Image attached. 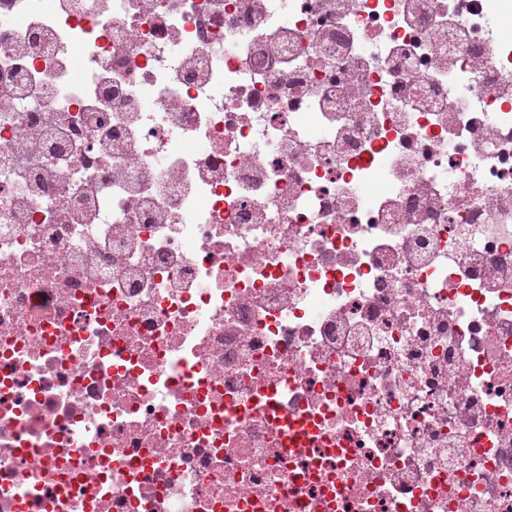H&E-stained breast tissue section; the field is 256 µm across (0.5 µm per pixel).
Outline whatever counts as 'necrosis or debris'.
<instances>
[{
  "label": "necrosis or debris",
  "instance_id": "necrosis-or-debris-1",
  "mask_svg": "<svg viewBox=\"0 0 512 512\" xmlns=\"http://www.w3.org/2000/svg\"><path fill=\"white\" fill-rule=\"evenodd\" d=\"M512 0H0V512H512Z\"/></svg>",
  "mask_w": 512,
  "mask_h": 512
}]
</instances>
